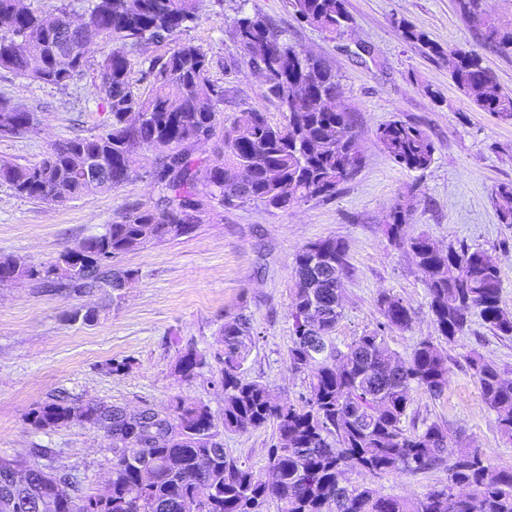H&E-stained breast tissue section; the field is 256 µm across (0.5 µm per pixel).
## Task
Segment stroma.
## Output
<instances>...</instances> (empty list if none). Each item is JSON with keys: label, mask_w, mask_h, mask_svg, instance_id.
I'll use <instances>...</instances> for the list:
<instances>
[{"label": "stroma", "mask_w": 512, "mask_h": 512, "mask_svg": "<svg viewBox=\"0 0 512 512\" xmlns=\"http://www.w3.org/2000/svg\"><path fill=\"white\" fill-rule=\"evenodd\" d=\"M260 13L286 31L298 49L325 58L336 71L341 102L356 117L365 163L335 196L294 205L288 211L261 205L207 204L187 236L132 249L113 258L114 268L135 271L121 298L85 289L55 293L31 281L0 285V455H26L53 448L56 464L83 488L102 491L112 457V440L78 421L49 431L34 429L29 413L47 400L103 401L135 409L167 407L176 397L207 405L220 414L215 384L219 364L194 379L177 372L176 346L209 353L217 346L225 319L245 314L257 335L244 364L246 379L265 384L284 400L299 401L309 376L287 362L292 341L291 300L296 287L294 261L306 244L342 240L353 268L343 290V315L336 326L338 345L374 330L382 321L377 299L387 292L411 312L408 329L387 331L400 355L420 340L436 336L424 276L412 254L385 233L390 210L409 211V232L428 236L439 248L467 245L484 250L501 269V302L512 311V225L499 220L498 186L512 184V123L480 111L448 74V63L429 53L443 49L479 51L484 66L504 90L512 92V56L483 49L473 28L461 18L455 0H346L351 23L345 33L322 32L297 19L293 0H203L197 19L172 40L131 50L130 82L147 92L150 59L177 44L201 45L211 60V79L224 91L221 118L259 106L272 121L282 115L265 99V84L237 53L232 35L239 5ZM406 21L425 37L406 40L397 27ZM113 43L96 39L83 75L57 88L0 70V100L38 112L37 129L0 138V162L34 163L58 140L98 134L112 115L100 91L99 65ZM400 119L424 128L436 152L423 171L393 163L374 138L375 129ZM159 153L139 149L130 180L112 190H94L63 205L17 195L0 182V258L40 266L75 250L104 232L128 208H153L157 200L152 172ZM78 308L98 312L95 322L72 321ZM477 352L512 382V337L495 336L479 314L447 347L448 385L437 397L414 390L409 416L436 422L448 431V452L478 449L491 467H512V441L504 438L496 415L483 402L466 360ZM126 361L124 373L111 370ZM226 454L255 470H266L277 442L276 427L226 431ZM446 467L415 473L392 472L372 482L384 497L417 500L446 485Z\"/></svg>", "instance_id": "stroma-1"}]
</instances>
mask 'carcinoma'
<instances>
[{
	"label": "carcinoma",
	"instance_id": "carcinoma-1",
	"mask_svg": "<svg viewBox=\"0 0 512 512\" xmlns=\"http://www.w3.org/2000/svg\"><path fill=\"white\" fill-rule=\"evenodd\" d=\"M21 0H0V69L43 84L66 87L86 66L82 33L65 29L71 4L56 12L21 8ZM82 15L105 31L112 52L100 66L112 122L90 137L75 136L55 144L39 161L0 163V182L19 195L65 204L86 192L117 188L132 174L136 149H168L153 171L157 206L122 212L104 233L86 239L79 252H65L37 268L0 258V278L40 280L57 292L92 288L120 291L134 280L132 270L115 269L112 258L137 246L186 236L198 223L203 199L253 203L286 211L311 199L329 198L357 172L363 155L354 132L353 112L337 104L339 79L321 59L288 42L265 16L244 9L233 24L247 62L288 57L285 80L266 85L264 97L279 102L284 121L272 122L259 106L239 111L216 134L217 105L224 91L210 79V59L199 45L183 44L149 62L151 88L132 90V60L126 46L161 42L195 21L201 0H82ZM460 16L474 24L481 45L512 55V29L486 11V0H455ZM299 18L330 34L350 18L345 0H294ZM430 53L446 57L451 80L484 112L512 118V92L504 91L474 50L444 52L426 43ZM8 116L0 137L30 133L33 112L0 101ZM375 138L397 165L425 170L435 145L416 124L392 119ZM214 141L213 159L202 164L190 153L199 141ZM82 160L107 179H89L76 164ZM496 195L508 205L499 210L512 224V186ZM388 238L411 251L425 276L428 307L438 339L425 338L401 358L382 330H405L410 309L383 292L378 307L384 322L355 337L341 349L333 337L342 318L341 290L352 276L344 243L320 239L295 257L298 279L289 310L293 339L287 360L296 373L310 372L307 394L285 401L266 385L243 375L256 337L250 319L238 314L224 321L218 348L207 355L177 347L176 370L194 378L213 358L221 365L220 417L201 404L178 398L163 409L144 404L135 411L103 401L71 403L54 399L30 413L37 430H53L74 420L112 439L109 488L104 497L85 493L74 477L56 466L57 452L34 448L31 460L0 456V512H85L81 503L95 501V512H263L274 500L279 512H512V468L494 469L477 450L463 448L447 463L448 432L436 422L408 420L414 389L433 396L448 384L445 345L463 335L468 314L479 311L497 336H512V312L501 306V270L479 249L450 246L440 251L425 235L408 233L407 210L397 205L386 224ZM323 339L325 356L307 361L304 332ZM485 404L503 437L512 440V383L479 355L467 356ZM276 424L271 482L224 451L220 430L246 431ZM448 465V484L417 501L384 497L368 484L349 482L355 471L371 479L391 472L415 473Z\"/></svg>",
	"mask_w": 512,
	"mask_h": 512
}]
</instances>
